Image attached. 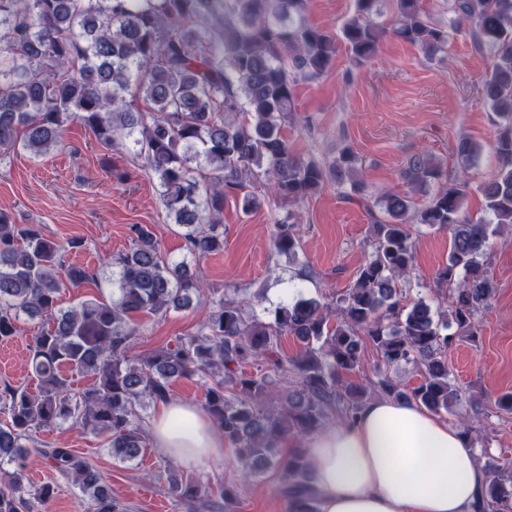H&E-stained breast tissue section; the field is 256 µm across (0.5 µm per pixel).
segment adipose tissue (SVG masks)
<instances>
[{
  "label": "adipose tissue",
  "instance_id": "obj_1",
  "mask_svg": "<svg viewBox=\"0 0 512 512\" xmlns=\"http://www.w3.org/2000/svg\"><path fill=\"white\" fill-rule=\"evenodd\" d=\"M149 432L185 466L224 455L223 432L187 402H164ZM308 448L320 512H474L487 482L456 427L387 398L367 403L353 426L319 432Z\"/></svg>",
  "mask_w": 512,
  "mask_h": 512
}]
</instances>
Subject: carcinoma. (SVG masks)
Segmentation results:
<instances>
[{"mask_svg": "<svg viewBox=\"0 0 512 512\" xmlns=\"http://www.w3.org/2000/svg\"><path fill=\"white\" fill-rule=\"evenodd\" d=\"M388 1L393 18L380 22ZM307 9L308 0H0L1 153L20 146L42 156L62 146L75 119L107 146L131 142L196 258L224 249V200L239 195L242 209H253L259 198L244 189L260 177L293 205L330 179L347 182L346 198L365 204L373 219L372 253L336 306L286 298L265 322L223 298L197 334L132 358L131 314L187 308L203 294V281L185 262L167 260L148 225L132 224L130 248L105 262L110 299L64 309L61 291L89 273L65 264L62 252L82 241L63 246L42 225L16 224L0 211V341L18 334L24 316L47 325L30 346L37 391L0 388V412L7 414L0 469L13 467L0 481V512L48 508L54 486L26 482L34 453L71 479L94 512H127L97 467L37 434L68 423L106 437L119 461H134L145 447V401L170 399L172 383L182 378L204 380L203 411L224 431L244 478L280 472L288 512H318V497L308 452L284 454L282 443L318 433L333 414L344 426L356 420L365 391L342 376L359 366L363 339L387 368L421 370L413 388L383 374L378 391L387 398L437 414L458 406L445 354L455 337L476 335L475 318L496 292L485 267L491 241L512 224V0H450L446 23L427 16L419 0H354L334 34L311 25ZM389 32L429 60L459 33L492 54L482 99L495 117L498 166L479 186L485 216L473 219L464 210L468 172L480 154L469 139L455 148L463 175L449 179L432 155L417 153L400 172L405 191H387L370 205L359 194L360 167L350 147L325 162L290 151L284 126L296 109L298 80L329 70L340 44L364 65ZM410 223L449 232L439 274L449 291L448 314L403 293L414 263ZM300 245L296 223L275 225V254L294 258ZM283 335L302 344L292 359L280 348ZM66 369L95 381L75 390ZM485 469L477 512H500L512 499V464L489 461ZM168 484L175 512H195L204 502L226 509L238 499L232 483L204 485L174 470Z\"/></svg>", "mask_w": 512, "mask_h": 512, "instance_id": "carcinoma-1", "label": "carcinoma"}]
</instances>
